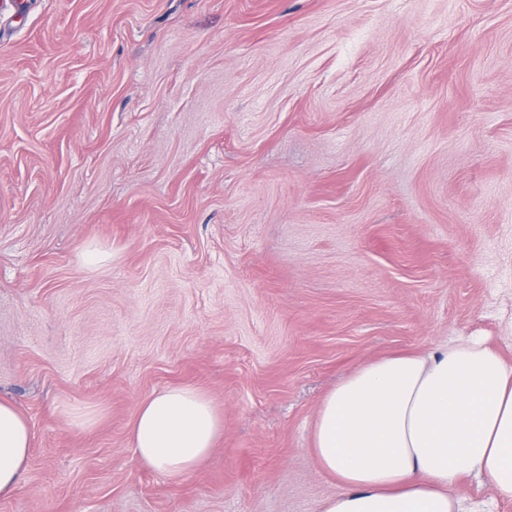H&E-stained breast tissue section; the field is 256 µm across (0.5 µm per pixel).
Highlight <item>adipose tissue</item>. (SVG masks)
I'll list each match as a JSON object with an SVG mask.
<instances>
[{"label":"adipose tissue","mask_w":512,"mask_h":512,"mask_svg":"<svg viewBox=\"0 0 512 512\" xmlns=\"http://www.w3.org/2000/svg\"><path fill=\"white\" fill-rule=\"evenodd\" d=\"M222 429L205 393L177 386L141 402L131 435L140 461L179 481ZM30 447L27 420L0 401V498L21 482ZM312 452L343 486L321 512H488L453 488L475 477L512 498V363L481 336L371 361L322 400Z\"/></svg>","instance_id":"ef3b65f1"}]
</instances>
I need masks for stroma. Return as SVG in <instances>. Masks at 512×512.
Here are the masks:
<instances>
[{"mask_svg": "<svg viewBox=\"0 0 512 512\" xmlns=\"http://www.w3.org/2000/svg\"><path fill=\"white\" fill-rule=\"evenodd\" d=\"M21 2L0 400L33 441L0 512H320L352 370L474 334L512 363V0ZM173 386L224 415L179 482L131 442Z\"/></svg>", "mask_w": 512, "mask_h": 512, "instance_id": "1", "label": "stroma"}]
</instances>
